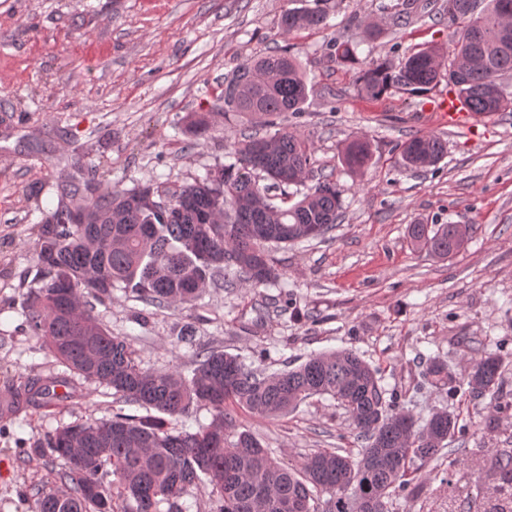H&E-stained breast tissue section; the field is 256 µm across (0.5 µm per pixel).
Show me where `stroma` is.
Listing matches in <instances>:
<instances>
[{
    "label": "stroma",
    "instance_id": "stroma-1",
    "mask_svg": "<svg viewBox=\"0 0 512 512\" xmlns=\"http://www.w3.org/2000/svg\"><path fill=\"white\" fill-rule=\"evenodd\" d=\"M400 0H341L326 26L284 36L280 17L291 0H0V398L27 376L64 369L21 329L24 279L36 273L33 247L43 210L56 200L54 174L65 165H95L106 182L179 185L217 163H231L228 145L245 124L217 121L193 139L180 122L190 112L224 109V78L246 59L292 45L308 77L301 116L279 123L309 135L315 171L335 180L341 217L324 239L276 251L278 287L207 289L189 311H145L131 293L113 290L98 306L102 322L128 337L148 371L188 368L176 342L192 326L200 344L247 359L268 371L291 369L313 353L356 350L383 369L387 391L405 392L417 415L445 408L464 433L426 463L419 497L396 512H448V484L465 486L489 465V449L512 448V416L496 437L477 422L487 397L460 388L446 395L421 386L428 361L461 369L487 353L505 361L503 388L512 393V112L475 119L463 129L429 115L430 96L359 94L361 69L401 60L427 45L452 53L446 19L422 16L403 26L391 17ZM383 31L368 38L366 19ZM357 44L358 62L333 61L332 41ZM417 134L448 144L437 165L406 170L399 146ZM365 136L372 159L361 173L342 161L351 136ZM470 224L464 251L441 260L416 250L411 224ZM123 402L102 387L48 410L21 413L0 435V512H27L18 487L53 482L43 459L19 461L16 439L35 441L60 423L106 418ZM274 458L296 463L317 448L339 446L348 422L328 396H314L270 422L237 411Z\"/></svg>",
    "mask_w": 512,
    "mask_h": 512
}]
</instances>
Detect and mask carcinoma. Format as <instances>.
Instances as JSON below:
<instances>
[{
    "mask_svg": "<svg viewBox=\"0 0 512 512\" xmlns=\"http://www.w3.org/2000/svg\"><path fill=\"white\" fill-rule=\"evenodd\" d=\"M430 7L429 0H402L395 25ZM443 12L457 37L451 62L439 47H422L397 64L368 67L359 93L380 98L398 90L423 97L445 80L471 112H512V98L498 83L512 72V23H506L512 0H446ZM328 16V0H310L281 15V33L319 27ZM332 47L340 64L357 63V46ZM307 95L301 64L281 49L246 61L224 78V114L268 127L283 112L302 114ZM183 123L197 137L216 121L209 112H190ZM447 152V143L435 135L401 144L403 165L414 171L437 165ZM313 154L307 135L280 128L235 141V162L210 166L185 185L105 186L97 169L79 165L58 176L56 204L37 224L36 274L22 294L21 310L23 330L70 375L26 378L14 388L3 419L50 407L58 400L57 387L75 389L81 380L157 414L120 412L62 423L30 447L19 443L15 454L21 461L33 455L51 466L63 461L54 485L19 490L30 512H160L162 503L167 512H185L180 499L202 485L211 512H394L399 498L420 494L422 467L466 425L446 408L419 420L396 397L386 399L381 367L356 352L313 354L293 369L264 373L238 354L198 346L186 326L176 342L189 349L190 374L148 372L127 338L112 334L96 313V304L111 298L114 288L160 310L193 308L211 286L277 285L281 272L274 252L325 236L342 208L327 175L298 200L288 192L313 175ZM370 157V144L360 137L343 153L354 171ZM75 212L83 222H73ZM457 229L418 223L409 234L418 249L447 259L456 253ZM422 377L445 393L466 385L489 397L483 421L489 432L512 409L502 393V358L496 353L459 373L432 360ZM316 395L336 400L360 448H318L298 464L285 465L250 430L239 429L232 414L240 409L276 420ZM202 408L211 414L209 423L194 431L169 427L170 420ZM490 452L493 474L475 484L476 512H512V450Z\"/></svg>",
    "mask_w": 512,
    "mask_h": 512,
    "instance_id": "obj_1",
    "label": "carcinoma"
}]
</instances>
